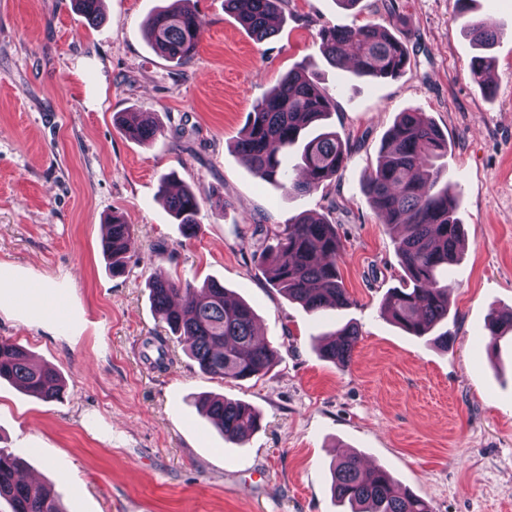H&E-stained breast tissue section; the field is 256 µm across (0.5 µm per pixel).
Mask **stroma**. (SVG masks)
<instances>
[{
	"label": "stroma",
	"instance_id": "obj_1",
	"mask_svg": "<svg viewBox=\"0 0 512 512\" xmlns=\"http://www.w3.org/2000/svg\"><path fill=\"white\" fill-rule=\"evenodd\" d=\"M173 0H102L89 23L75 0H0V339L23 346L65 381L43 402L0 381V448L65 512H344L334 459L360 453L392 471L434 512H512V337L488 355L490 313L512 311V0H472L496 30L495 92L469 70L474 50L457 0H288L278 34L256 41L224 0H192L198 51L178 65L153 51L147 18ZM396 23L410 67L359 79L320 53L325 27ZM317 64L350 146L339 179L296 195L259 181L234 142L254 104L289 70ZM426 115L448 139L439 164L455 185L461 256L447 347L380 313L403 270L395 234L363 192L399 113ZM122 112H148L161 131L127 138ZM203 202L184 238L157 196L163 176ZM223 195L227 206L207 205ZM324 216L341 240L338 269L351 304L314 317L268 283L262 228ZM133 228L124 274L102 253L112 215ZM199 286L214 279L250 304L278 363L246 381L202 373L188 342L153 311L155 270ZM355 324L350 363L320 338ZM161 336L163 369L144 358ZM207 395L252 405L261 426L244 447L197 409Z\"/></svg>",
	"mask_w": 512,
	"mask_h": 512
}]
</instances>
